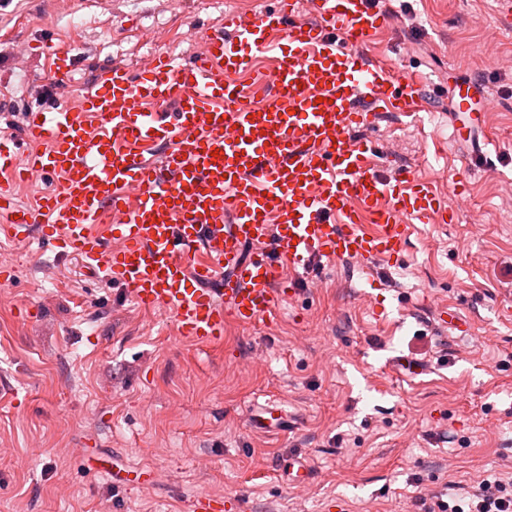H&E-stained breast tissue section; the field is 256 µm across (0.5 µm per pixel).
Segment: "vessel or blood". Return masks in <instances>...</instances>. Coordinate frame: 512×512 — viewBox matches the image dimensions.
Listing matches in <instances>:
<instances>
[{"label":"vessel or blood","mask_w":512,"mask_h":512,"mask_svg":"<svg viewBox=\"0 0 512 512\" xmlns=\"http://www.w3.org/2000/svg\"><path fill=\"white\" fill-rule=\"evenodd\" d=\"M386 0L226 10L186 60L102 71L73 105L0 135V234L36 239L121 285L179 336L272 324L289 271L400 256L413 224L452 222L436 185L380 176L358 139L381 113L428 108L420 81L369 60ZM56 178L23 205L17 184Z\"/></svg>","instance_id":"obj_1"}]
</instances>
